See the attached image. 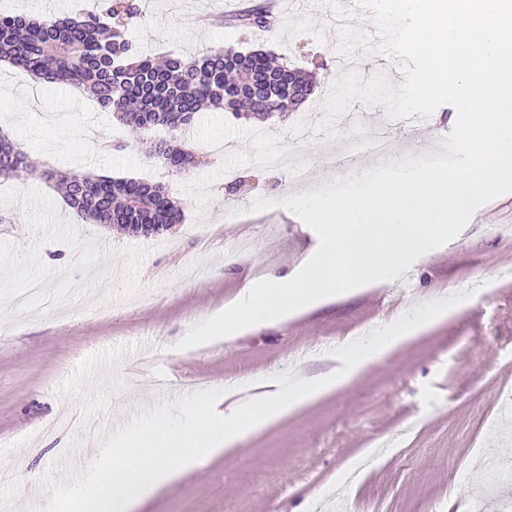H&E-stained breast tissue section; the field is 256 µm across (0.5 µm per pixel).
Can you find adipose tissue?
<instances>
[{"mask_svg": "<svg viewBox=\"0 0 512 512\" xmlns=\"http://www.w3.org/2000/svg\"><path fill=\"white\" fill-rule=\"evenodd\" d=\"M426 324L423 317L404 319L400 328L337 354L335 368L320 376L292 382L265 378L264 395L238 405L231 415L218 413L219 398L204 394L190 402L185 417H156L134 425L110 462L98 461L86 468L84 479L90 486L86 512H133L135 506L178 481L188 470L234 449L247 435L343 386Z\"/></svg>", "mask_w": 512, "mask_h": 512, "instance_id": "1", "label": "adipose tissue"}]
</instances>
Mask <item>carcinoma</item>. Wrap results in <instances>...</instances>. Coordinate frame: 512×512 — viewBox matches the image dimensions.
I'll return each mask as SVG.
<instances>
[{
  "mask_svg": "<svg viewBox=\"0 0 512 512\" xmlns=\"http://www.w3.org/2000/svg\"><path fill=\"white\" fill-rule=\"evenodd\" d=\"M139 14L133 0H105L97 13L32 19L0 13V59L24 68L39 82L69 83L88 91L104 112L145 132L163 126L170 140L150 145L153 154L178 170L198 164L197 156L177 145L178 133L206 108L243 117L248 105L257 115L286 116L303 102L288 93L286 65L267 54L219 50L197 57L146 56L127 38L129 20ZM265 28L263 7L237 19ZM35 167L26 154L0 133V182ZM69 207L94 224H116L130 236L145 224H179L182 209L164 185L138 180L94 178L78 169L47 170Z\"/></svg>",
  "mask_w": 512,
  "mask_h": 512,
  "instance_id": "carcinoma-1",
  "label": "carcinoma"
}]
</instances>
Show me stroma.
<instances>
[{
    "label": "stroma",
    "mask_w": 512,
    "mask_h": 512,
    "mask_svg": "<svg viewBox=\"0 0 512 512\" xmlns=\"http://www.w3.org/2000/svg\"><path fill=\"white\" fill-rule=\"evenodd\" d=\"M259 0H144L128 25L147 54L201 55L220 46L261 50L289 65L325 64L316 86L287 119H234L203 111L181 140L204 162L176 173L149 156L136 133L92 98L67 85L35 84L0 61V132L40 173L0 184V257L12 266L0 280V505L30 512L51 498L73 512L85 495L66 455L83 450L87 428L118 442L145 415L179 413L189 395L165 398V382L247 399L245 377H314L330 370L338 350L366 327L393 320L417 302L443 305V320L419 332L342 388L307 403L278 423L187 472L136 512H512V483L496 469L467 481L470 465L490 454L512 460V419L500 406L512 394V193L475 211L462 232L418 258L401 281L371 284L300 311L273 327L187 349L177 344L193 325L223 309L259 270L277 273L311 257L316 234L280 200L336 171L311 162L306 182L258 166L279 150L291 125H314L340 58L331 14H351L349 0H284L269 30L232 25ZM101 0H0V12L34 18L95 12ZM384 106L354 102L338 117L339 140L369 139L387 129L402 157L440 152L452 129L451 106L410 124L389 122ZM99 116L102 136L122 151H94L84 113ZM86 169L115 178L159 182L180 203L182 223L163 234L132 237L86 221L69 208L48 169ZM273 208L252 212L254 199ZM63 265L46 269L45 259ZM33 281L59 299L55 311L16 297ZM395 447L336 487L350 459L383 440Z\"/></svg>",
    "instance_id": "1"
}]
</instances>
